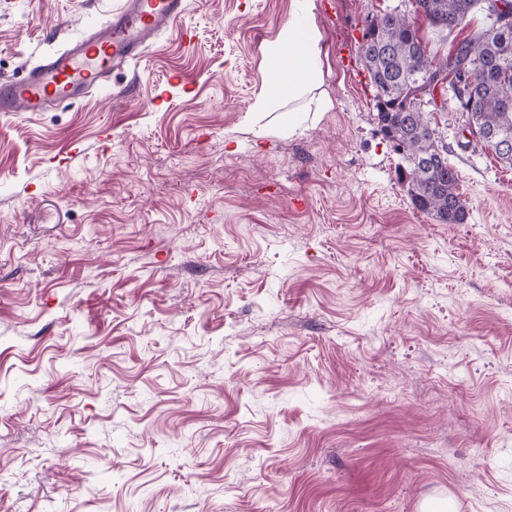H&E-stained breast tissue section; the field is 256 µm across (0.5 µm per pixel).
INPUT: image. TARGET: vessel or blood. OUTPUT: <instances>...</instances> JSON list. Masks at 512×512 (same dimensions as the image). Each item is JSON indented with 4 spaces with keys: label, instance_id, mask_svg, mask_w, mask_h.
Wrapping results in <instances>:
<instances>
[{
    "label": "vessel or blood",
    "instance_id": "obj_1",
    "mask_svg": "<svg viewBox=\"0 0 512 512\" xmlns=\"http://www.w3.org/2000/svg\"><path fill=\"white\" fill-rule=\"evenodd\" d=\"M185 9V0H120L106 22L39 55L24 79L0 81V112H43L102 91L113 74L134 68Z\"/></svg>",
    "mask_w": 512,
    "mask_h": 512
}]
</instances>
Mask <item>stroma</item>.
I'll use <instances>...</instances> for the list:
<instances>
[{
    "instance_id": "obj_1",
    "label": "stroma",
    "mask_w": 512,
    "mask_h": 512,
    "mask_svg": "<svg viewBox=\"0 0 512 512\" xmlns=\"http://www.w3.org/2000/svg\"><path fill=\"white\" fill-rule=\"evenodd\" d=\"M114 2L0 0V80ZM407 2L308 0L293 131L252 105L298 0H188L85 104L0 114V512H512V167L449 100L469 217L417 211L344 64Z\"/></svg>"
}]
</instances>
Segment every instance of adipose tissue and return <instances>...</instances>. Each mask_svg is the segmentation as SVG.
<instances>
[{
  "instance_id": "ef3b65f1",
  "label": "adipose tissue",
  "mask_w": 512,
  "mask_h": 512,
  "mask_svg": "<svg viewBox=\"0 0 512 512\" xmlns=\"http://www.w3.org/2000/svg\"><path fill=\"white\" fill-rule=\"evenodd\" d=\"M267 54L279 65L270 77L275 93L257 96L253 109L266 112L274 97L286 98L296 105L295 113L288 116L289 127H296L298 112L310 109L305 97L321 75L320 34L313 14L295 17L284 24L276 40L268 45Z\"/></svg>"
}]
</instances>
